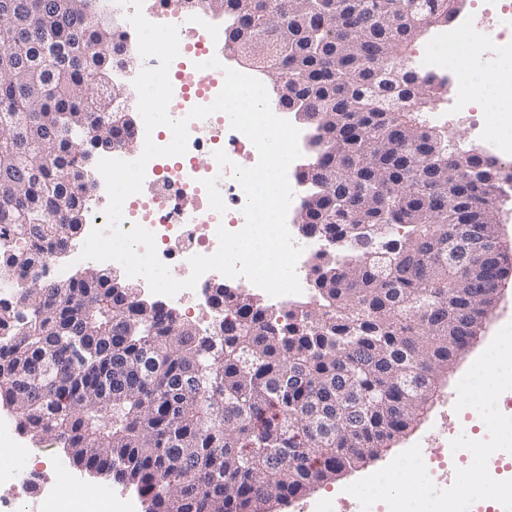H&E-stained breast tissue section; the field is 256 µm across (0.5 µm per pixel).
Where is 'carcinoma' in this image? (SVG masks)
I'll return each instance as SVG.
<instances>
[{"instance_id":"carcinoma-1","label":"carcinoma","mask_w":512,"mask_h":512,"mask_svg":"<svg viewBox=\"0 0 512 512\" xmlns=\"http://www.w3.org/2000/svg\"><path fill=\"white\" fill-rule=\"evenodd\" d=\"M224 38L272 72L271 103L315 131L297 174L323 253L288 311L226 288L210 335L116 273L36 274L0 304V404L34 443L136 486L145 512H266L380 456L424 414L512 272L491 254L451 263L459 230L497 232L501 164L448 154L429 120L442 85L409 47L456 0H220ZM96 0H0V266L26 272L87 218L83 159L125 135L112 71L128 61ZM395 99L415 108L387 107Z\"/></svg>"}]
</instances>
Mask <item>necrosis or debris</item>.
<instances>
[{
	"label": "necrosis or debris",
	"mask_w": 512,
	"mask_h": 512,
	"mask_svg": "<svg viewBox=\"0 0 512 512\" xmlns=\"http://www.w3.org/2000/svg\"><path fill=\"white\" fill-rule=\"evenodd\" d=\"M147 20L156 24H172L178 28L180 53H191V63L177 62L169 73L173 93L171 101L178 104L182 113L197 105L211 104L224 83V73L208 67L205 89H197L198 64H207L216 57V44L225 27L231 25V17H221L205 9L189 10L175 4L174 0H152L143 6ZM512 16V10L496 9L493 5L477 6L475 14L460 13L444 28L436 29L429 45L413 58L416 70L435 77L437 81L450 84L456 95L452 106L456 109H471L472 97L467 91L472 66L468 34L474 30L475 19L494 22L498 17ZM224 151L236 164L250 167L257 163L258 153L251 141L241 132L232 128L228 115L222 112L212 114L203 120L191 121L188 125L187 151L175 157H157L147 167L144 184L148 194L138 201H125L123 205V230H130L138 224L155 236L159 259L169 266L171 274L179 280L191 274V256L211 255L219 247L218 227L236 232L243 228L245 218L242 209L245 195L233 178L231 171H224L223 188H215L214 166L199 167L195 157L200 153ZM292 200L287 224L289 229L297 227L304 187L293 182ZM193 201L195 211L192 218H184L186 201ZM295 245L303 253L296 271L303 296H310L312 281L310 266L316 255L333 249L334 244L317 236L293 237ZM215 272L203 274L195 288L184 289L172 297H163L162 302L169 309L189 307L197 314L202 330H211L214 324L212 284ZM9 447L7 455L0 457V484L24 481L33 485L34 508L36 512H112L111 496L84 498L81 485L65 466H58L56 477L59 482L71 488L69 497L57 495L53 487L39 481L40 473L31 468L29 461L32 449L26 448L18 437L17 419L14 413L0 412V442Z\"/></svg>",
	"instance_id": "1"
}]
</instances>
